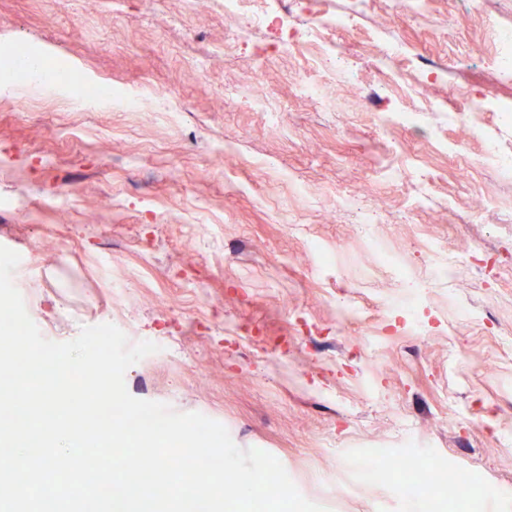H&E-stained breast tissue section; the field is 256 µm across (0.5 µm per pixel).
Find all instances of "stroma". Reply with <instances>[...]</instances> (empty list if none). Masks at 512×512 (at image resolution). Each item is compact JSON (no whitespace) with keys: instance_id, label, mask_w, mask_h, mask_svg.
<instances>
[{"instance_id":"1","label":"stroma","mask_w":512,"mask_h":512,"mask_svg":"<svg viewBox=\"0 0 512 512\" xmlns=\"http://www.w3.org/2000/svg\"><path fill=\"white\" fill-rule=\"evenodd\" d=\"M229 26L220 0H0V51L35 44L47 66L168 96L161 118L0 76V197L26 201L0 209V246L29 257L14 285L41 334L65 342L108 322L166 342L126 371L128 392L220 422L327 512L427 499L367 481L369 443L413 439L512 484V360L499 351L512 336V181L468 164L487 139L512 146V125L442 118L482 95L512 101V69L492 67L512 0H430L422 17L373 0L335 34L348 75L327 104L294 88L300 71L322 80L316 46L283 56L271 35L225 39ZM391 40L406 54L383 71ZM431 71L429 120L448 152L381 121L417 106ZM397 167L429 181L425 204ZM363 209L380 213L365 234ZM376 240L426 286L419 332L389 309L407 290ZM431 240L462 263L434 267Z\"/></svg>"}]
</instances>
